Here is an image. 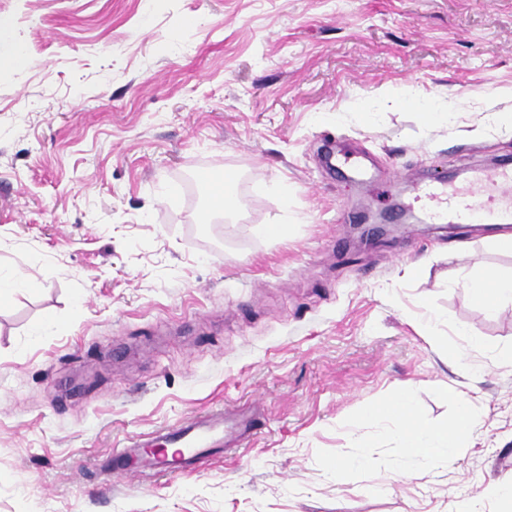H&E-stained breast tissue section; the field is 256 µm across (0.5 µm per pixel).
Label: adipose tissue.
<instances>
[{"label":"adipose tissue","instance_id":"obj_1","mask_svg":"<svg viewBox=\"0 0 512 512\" xmlns=\"http://www.w3.org/2000/svg\"><path fill=\"white\" fill-rule=\"evenodd\" d=\"M469 288L475 300L491 315L496 314L503 304L512 302L511 275L488 271L471 279ZM448 395L458 403L459 411L456 419L444 427H435L417 419L413 398L408 394L375 412L374 417L388 424L408 458L448 463L456 459L457 450L474 421L469 402L463 394L452 386Z\"/></svg>","mask_w":512,"mask_h":512}]
</instances>
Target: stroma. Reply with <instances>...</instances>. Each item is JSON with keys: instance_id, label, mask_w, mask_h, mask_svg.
I'll return each instance as SVG.
<instances>
[{"instance_id": "1", "label": "stroma", "mask_w": 512, "mask_h": 512, "mask_svg": "<svg viewBox=\"0 0 512 512\" xmlns=\"http://www.w3.org/2000/svg\"><path fill=\"white\" fill-rule=\"evenodd\" d=\"M0 16L28 59L0 71V276L28 281L0 298V512H496L512 304L487 315L468 283L512 251L490 224L425 223L412 184L512 157V0ZM225 170L224 215L197 177ZM368 212L395 229L363 245ZM450 382L475 435L453 463L408 459L371 411L411 389L446 425ZM254 401L263 427L198 472L116 475L129 436Z\"/></svg>"}]
</instances>
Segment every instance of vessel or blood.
Wrapping results in <instances>:
<instances>
[{
    "label": "vessel or blood",
    "instance_id": "vessel-or-blood-1",
    "mask_svg": "<svg viewBox=\"0 0 512 512\" xmlns=\"http://www.w3.org/2000/svg\"><path fill=\"white\" fill-rule=\"evenodd\" d=\"M489 182L494 183L495 193L479 205L472 203V195L449 187L442 176L435 177L419 194L431 201V217L436 221L449 217L458 224L512 222V168L479 173L472 194L481 193ZM258 419L254 410H216L185 419L163 432L132 438L116 451V472L142 479L160 472H195L213 452L240 447L252 435ZM170 448L175 449V457H167Z\"/></svg>",
    "mask_w": 512,
    "mask_h": 512
}]
</instances>
